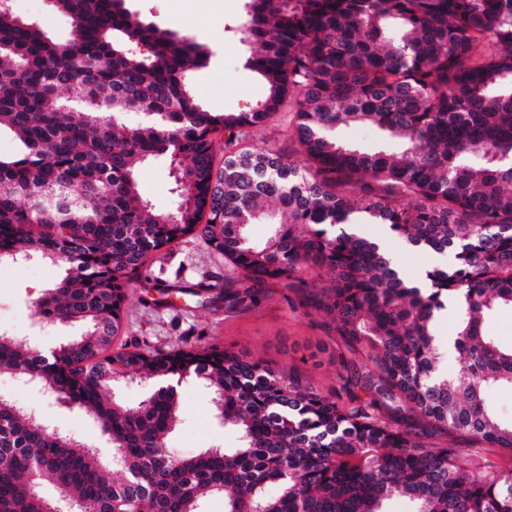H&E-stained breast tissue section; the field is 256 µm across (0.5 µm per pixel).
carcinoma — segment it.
Wrapping results in <instances>:
<instances>
[{"mask_svg": "<svg viewBox=\"0 0 512 512\" xmlns=\"http://www.w3.org/2000/svg\"><path fill=\"white\" fill-rule=\"evenodd\" d=\"M54 7L73 24L65 42L0 3V131L23 145L0 158V263H63L39 314L86 331L48 355L0 336V374L87 413L114 454L107 463L0 396V512H50L34 465L36 483L90 512H206L217 495L224 512H388L395 495L410 512H512V419L491 398L512 391V344L482 332L512 310V0H245L236 30L259 46L246 65L268 95L224 113L191 93L200 44L123 0ZM291 91L303 168L242 144ZM130 111L151 117L127 127ZM351 123L396 149L338 142ZM159 155L176 172L173 213L139 194L137 164ZM256 223L269 225L264 242L247 235ZM350 224H382L448 262L423 286L406 280ZM194 236L242 278L238 305L278 281L324 315L331 395L230 348L111 353L130 282ZM309 269L330 281L308 282ZM450 306L461 360L448 376L435 322ZM102 368L150 394L134 410L109 399ZM182 377L210 389L236 447L168 448L180 398L165 382Z\"/></svg>", "mask_w": 512, "mask_h": 512, "instance_id": "cac0c4a2", "label": "carcinoma"}]
</instances>
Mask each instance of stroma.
<instances>
[{"label":"stroma","instance_id":"stroma-1","mask_svg":"<svg viewBox=\"0 0 512 512\" xmlns=\"http://www.w3.org/2000/svg\"><path fill=\"white\" fill-rule=\"evenodd\" d=\"M10 5L15 16L37 22L55 40L69 39L70 21L53 9L50 0H10ZM124 6L143 22L194 39L209 51L207 67L191 72L189 82L195 99L210 111L237 112L266 98L264 82L245 65L253 47L241 42L235 31L244 0H125ZM294 124L293 107L285 105L264 127L251 130L245 142L274 146L298 166H306L307 158L292 137ZM136 175L145 199L157 209H175L178 196L168 157L153 158ZM362 230L383 243L407 279H415L435 262L433 253L385 237L379 225L366 224ZM61 275L60 266L37 258L21 265H0V334L14 336L35 351L79 335L77 325L37 321L36 302ZM214 279L233 286L238 283L231 266L200 239L178 244L163 254L128 288L122 330L112 341L113 351L137 347L155 353L179 346H225L245 351L275 369L297 371L303 382L322 392L335 387L333 343L323 318L300 307L297 289L281 282L267 284L261 288L257 304L247 308L193 295L198 283ZM158 283L176 284L185 292L164 296L154 289ZM178 391L181 413L167 437L175 454L235 447L236 435L217 419L207 389L187 378ZM0 395L33 410L49 428L96 448L102 456H111V443L86 413L68 407L38 386L18 384L13 376L2 373Z\"/></svg>","mask_w":512,"mask_h":512}]
</instances>
